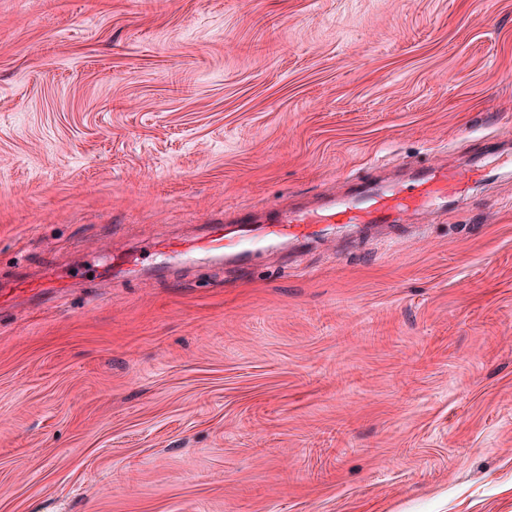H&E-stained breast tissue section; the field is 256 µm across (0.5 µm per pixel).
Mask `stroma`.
<instances>
[{
	"label": "stroma",
	"instance_id": "1",
	"mask_svg": "<svg viewBox=\"0 0 512 512\" xmlns=\"http://www.w3.org/2000/svg\"><path fill=\"white\" fill-rule=\"evenodd\" d=\"M512 155V0H0V512H512V174L427 235L93 293L96 250ZM66 277V272L54 266L44 269L41 275L35 279H19L13 283V288H2L0 290V315L6 309L11 308V302L15 293L31 294L41 297L42 301H47L56 296L59 288H62V282ZM27 289V290H26ZM5 304L3 311L1 308Z\"/></svg>",
	"mask_w": 512,
	"mask_h": 512
}]
</instances>
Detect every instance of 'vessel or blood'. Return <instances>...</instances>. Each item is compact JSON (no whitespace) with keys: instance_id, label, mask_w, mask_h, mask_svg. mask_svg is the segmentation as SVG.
Here are the masks:
<instances>
[{"instance_id":"vessel-or-blood-1","label":"vessel or blood","mask_w":512,"mask_h":512,"mask_svg":"<svg viewBox=\"0 0 512 512\" xmlns=\"http://www.w3.org/2000/svg\"><path fill=\"white\" fill-rule=\"evenodd\" d=\"M406 171V178L396 181L344 177V194L324 193L309 206L287 209L272 204L259 215L243 208L231 219L206 225L199 236L164 239L155 243L153 249L158 256L185 261L206 256L249 264L256 259L262 244H285L294 253H303L322 243V227L326 224L364 236L384 232L393 225L420 232L428 220L447 207L449 200L459 199L460 183L475 175L472 168H452L442 163L426 167L410 164ZM141 262L140 250L113 247L101 272L121 273L135 269ZM65 277L64 270L49 266L37 278L16 280L12 287L0 290V306L22 292L50 300Z\"/></svg>"}]
</instances>
